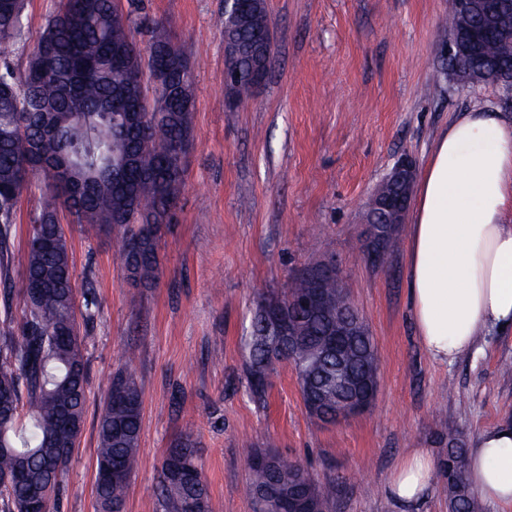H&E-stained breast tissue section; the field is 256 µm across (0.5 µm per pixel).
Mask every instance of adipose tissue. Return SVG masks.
<instances>
[{
  "label": "adipose tissue",
  "instance_id": "ef3b65f1",
  "mask_svg": "<svg viewBox=\"0 0 512 512\" xmlns=\"http://www.w3.org/2000/svg\"><path fill=\"white\" fill-rule=\"evenodd\" d=\"M512 118L462 112L434 143L422 171L408 241V282L419 339L448 364L483 331L512 328ZM480 498L512 512V422L485 430L469 452ZM428 449H412L387 482L404 504L432 488Z\"/></svg>",
  "mask_w": 512,
  "mask_h": 512
}]
</instances>
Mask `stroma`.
Returning <instances> with one entry per match:
<instances>
[{
    "label": "stroma",
    "instance_id": "1",
    "mask_svg": "<svg viewBox=\"0 0 512 512\" xmlns=\"http://www.w3.org/2000/svg\"><path fill=\"white\" fill-rule=\"evenodd\" d=\"M61 0H26L20 33L0 57L24 67ZM273 60L263 85L225 103L224 0H141L192 74V147L173 223L158 240L160 275L129 278L119 230L61 213L87 369L84 430L49 512H96L97 420L113 375L142 392L139 466L124 512H162L165 453L192 437L209 512H256L252 451L274 450L335 480L332 512H448L443 482L405 506L386 489L415 448L440 457L437 424L456 423L467 448L512 417V332L482 336L452 364L420 344L408 296V224L383 267L363 257L365 202L396 161L423 168L438 135L466 109L500 108L494 82L462 86L443 53L448 0H266ZM39 191L16 207L0 261V321L20 319L28 226ZM335 260L373 337L378 384L370 409L325 424L309 415L296 373L281 363L265 401L247 384L258 302L283 294L298 270Z\"/></svg>",
    "mask_w": 512,
    "mask_h": 512
}]
</instances>
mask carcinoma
I'll use <instances>...</instances> for the list:
<instances>
[{
    "mask_svg": "<svg viewBox=\"0 0 512 512\" xmlns=\"http://www.w3.org/2000/svg\"><path fill=\"white\" fill-rule=\"evenodd\" d=\"M23 0H0V40L21 30ZM141 22L123 12L119 0H63L47 20L35 48L44 50L55 68L44 71L37 53L24 70L0 65V255L6 248L15 208L24 191L38 180L40 208L30 224L28 259L21 282L24 301L19 322L0 324V512H23L28 491L42 487L52 497L72 456V444L86 418L87 372L83 338L76 317L71 258L58 207L66 206L79 224L99 230H122L120 256L134 279L152 282L159 274L156 251L160 225L174 218L173 202L183 186V160L191 144L189 113L179 104L154 100V111L141 126L115 117L133 105L119 58L125 67L148 74L172 45L161 26L142 46L136 39ZM94 61L97 68L70 81V72ZM256 61H241L237 98L254 93ZM463 71L512 74V44L487 38L459 57ZM170 84L183 98L191 95V74L182 55L172 60ZM70 161L76 168L75 196L50 187L45 167ZM386 254L396 246V227L378 224ZM313 278L300 272L288 291L258 303L249 338L248 386L263 399L276 364L294 368L302 399L313 395L309 413L336 405V391L325 387L336 373V356L323 354L322 337L336 331L346 311L358 316L336 276L326 279L319 307L301 299ZM284 303L290 317L300 319L299 335L278 339L264 325V306ZM341 361L351 373L377 381V357L369 330L358 326ZM141 392L134 379L119 371L98 419L97 468L110 464L122 478L96 484L99 512H123L124 494L138 465ZM439 443L446 448L437 470L445 480L448 512H483L467 472L468 449L451 422H444ZM249 492L257 512H275L288 490L299 485L318 512H331L336 484L321 485L308 466L280 454L256 451L249 465ZM160 497L165 512H208V488L194 443L185 438L169 449L161 467Z\"/></svg>",
    "mask_w": 512,
    "mask_h": 512,
    "instance_id": "obj_1",
    "label": "carcinoma"
}]
</instances>
